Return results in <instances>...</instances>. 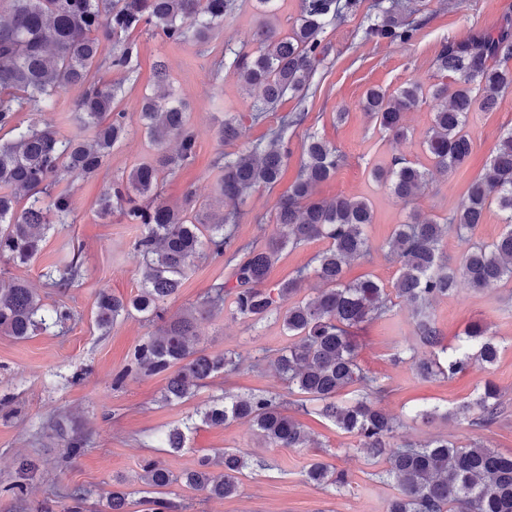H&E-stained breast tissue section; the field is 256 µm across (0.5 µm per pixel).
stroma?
Segmentation results:
<instances>
[{"label": "stroma", "mask_w": 512, "mask_h": 512, "mask_svg": "<svg viewBox=\"0 0 512 512\" xmlns=\"http://www.w3.org/2000/svg\"><path fill=\"white\" fill-rule=\"evenodd\" d=\"M414 2L428 14L429 21L407 45L363 40L356 18L328 30L330 52L314 77L316 91L306 102V121L290 136L291 146L296 149L305 133L317 134L345 155L344 166L318 187L317 194L323 198L343 194L372 201L376 220L369 227V235L375 249L366 260L352 263L347 277L353 280L370 274L388 290L399 274V265L380 246L395 225L412 211L438 220L449 216L468 185L488 165L501 132L512 128L511 90L495 111L471 113L468 131L473 152L469 162L452 174H433L414 202H399L373 180V169L387 166L392 157L423 160L422 140L432 112L425 105L409 111L406 123L410 134L396 143L361 110L365 90L379 85L393 91L410 80L425 85L441 82L435 58L444 39L497 28L505 17L512 16V0ZM260 19L256 0H242L203 51L191 43L173 45L156 34H138V71L127 78L108 69L98 74L101 81L123 85L118 106L128 117L127 138L114 148L96 178L66 177L56 184V191L70 195L73 213L69 223L47 235L34 260L18 266L0 258V270L25 281L45 304L63 303L74 312L73 320L61 332L51 330L24 340L0 334V396L12 397L15 409L11 418H0V488L19 479L20 461L28 460L36 466L28 479V507L18 510L11 499L0 495V512H64L70 504L69 490L77 487L91 492L84 512H106V496L116 489L130 491L128 512H145L140 492L143 460L162 461L178 474L194 469L201 456H214L227 448H239L247 454L248 465L240 477L238 495L213 498L175 483L167 488L166 496L180 502L182 512H385L387 500L395 494L394 484L377 478L383 463L357 452L354 436L314 413L299 416L304 428L318 441L314 448L264 447L247 425L238 422L200 427L181 453L171 454L162 448L160 433L204 409L211 397L258 391L287 394L286 381L270 364L275 354L291 342L279 321L271 319L253 327L225 310L201 322V348L213 354L236 351L246 363L238 372L213 378L185 402H163L165 381L160 376H134L122 387L112 385L135 344L155 327L136 315L118 318L107 330L96 325L100 290L130 298L139 293L142 281L133 257L140 226L123 223L115 215L99 217L97 199L112 178L128 174L152 154L141 132L139 101L145 89L153 86V65L161 59L189 105V122L197 140L192 164L164 177L163 195L169 202L178 203L190 190L197 198L218 204L214 192L219 175L214 160L222 149L218 127L225 113H248L256 93L232 75L215 74L213 62L225 47L246 43ZM340 111L348 115L342 125L336 122ZM299 166V157H291L274 188H259L245 196L240 222L233 227L237 242L263 241L277 234L276 204L296 179ZM76 252L81 255L78 285L64 293L47 287L44 272L64 266ZM230 273L231 267L224 259L200 255L188 271L179 296L169 301L170 312L195 305L215 278L224 279ZM432 310L445 346L457 347L468 323L479 321L488 326L490 337L500 344V356L492 366L471 363L451 380L439 377L422 381L409 364L396 359L401 346L415 342L410 334L411 309L402 299H394L392 316L352 328L359 363L387 390L384 408L404 418L399 430L401 440L424 441L441 435L462 446L480 440L502 454L512 455V284L500 282L480 291L441 298ZM487 380L500 388L507 407L505 415L490 427L478 428L464 419L425 425L408 417L421 405L455 408L472 399L477 386ZM76 425L89 436L91 446L84 456L64 467L60 464L64 453L60 435ZM315 458L345 470L347 486L338 490L309 483L304 472Z\"/></svg>", "instance_id": "stroma-1"}]
</instances>
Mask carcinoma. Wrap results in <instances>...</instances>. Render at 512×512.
<instances>
[{"label": "carcinoma", "instance_id": "carcinoma-1", "mask_svg": "<svg viewBox=\"0 0 512 512\" xmlns=\"http://www.w3.org/2000/svg\"><path fill=\"white\" fill-rule=\"evenodd\" d=\"M238 6V0H0V257L23 265L41 250L47 231L66 224L72 214L69 195L53 193L64 176L91 178L105 165L112 150L126 138V112L116 103L119 87L99 84L93 72L103 68L132 75L140 44L136 34L151 30L174 44H202ZM363 15V38L389 45L411 43L428 22L418 9L402 0H299L291 30L283 33L261 22L253 31L250 48L224 49V71L244 86L259 90L250 106L256 122L277 109L286 97L297 100L298 110L281 117L277 128L261 139L247 140L244 116L231 114L218 129L222 143L237 149L220 155L217 195L225 210L209 212L192 192L180 206H171L158 191L161 177L190 164L196 138L187 108L170 90L163 62L155 66L159 91L141 100L142 131L154 154L136 165L127 177L115 178L97 200L99 213L118 214L126 224H138L134 243L140 261L142 289L128 300L106 290L97 298V326L103 330L121 316L137 312L156 331L141 338L118 375L165 376L164 400L183 402L194 389L220 373L234 372L245 361L239 353L210 354L198 348L197 323L229 307L233 317L255 326L274 316L295 341L273 361L288 381L290 393L303 396L297 410L309 413L308 404L336 428L358 438V447L386 464L382 482H394L398 493L387 512H512V456L482 442L459 446L440 436L423 443L394 442L400 420L381 406L383 389L357 362L350 329L385 318L393 304L386 289L370 275L348 282L346 268L371 250L367 233L374 216L364 199L338 195L317 197L319 184L336 175L345 157L329 141L310 133L300 144V174L280 196L274 215L279 232L262 245L236 244L231 226L239 223V202L258 187L279 182L292 155L288 131L306 119L303 108L319 65L329 54L327 28ZM112 43L104 55L101 46ZM439 73L454 82H439L428 89L411 82L390 93L373 86L360 101L379 130L394 139L409 129L405 114L427 104L433 112L422 141L430 162L393 157L385 169L373 171L398 200L408 203L426 183L430 169L452 173L465 165L473 151L467 131L469 114L492 112L512 89V18L494 31H475L441 44L436 57ZM72 86L84 88L78 102L84 136H62L49 122L22 125L18 113L52 112L57 98ZM10 134L4 138L2 133ZM177 149L167 152L168 141ZM496 206L506 230L490 245L472 242L486 211ZM453 232L465 245L457 262L444 257L441 243ZM328 241L312 263L270 287L272 267L283 251L314 240ZM399 264L395 289L412 310L413 335L431 350L430 357L406 358L421 379L461 373L476 357L493 365L499 348L479 322L465 330L466 345L452 355L430 312L434 300L477 291L512 281V129L503 132L487 169L473 180L456 209L442 222L409 215L382 244ZM213 258L230 255L237 260L232 276L213 283L197 305L167 315L166 304L179 293L201 251ZM81 266L75 253L62 269L45 274L48 285L65 292L77 282ZM322 285L310 298H297L304 283ZM73 319L64 304L45 307L40 296L22 280L0 274V333L24 340ZM362 393L352 400L339 398L348 386ZM505 414L497 386L491 382L474 398L453 411L434 406L415 417L432 421L442 417L470 418L476 427H489ZM238 421L249 426L268 448H310L312 440L296 418L282 412L281 398L263 392L217 397L164 436L171 453L187 448L189 434L198 424L222 426ZM88 447V438L75 429L63 438V460L72 462ZM247 453L226 449L219 460L201 456L194 470L173 474L154 459L144 461L146 485L155 489L173 482L229 498L239 492V475L247 467ZM223 468L221 474L212 471ZM315 485L337 489L348 483L344 472L317 459L305 471ZM129 493L114 490L107 512H127Z\"/></svg>", "mask_w": 512, "mask_h": 512}]
</instances>
